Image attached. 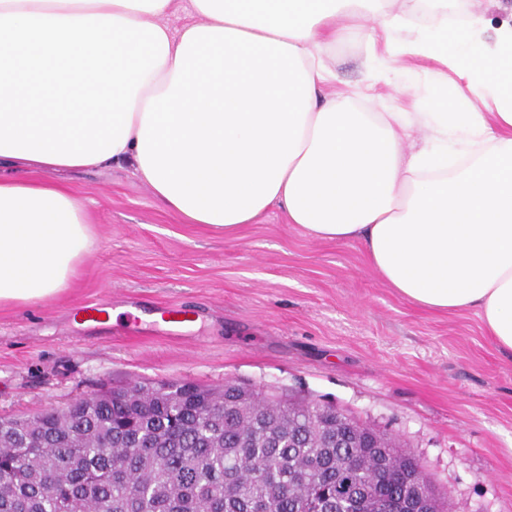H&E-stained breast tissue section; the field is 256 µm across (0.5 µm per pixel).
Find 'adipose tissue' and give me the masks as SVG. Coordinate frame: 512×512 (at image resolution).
<instances>
[{
  "mask_svg": "<svg viewBox=\"0 0 512 512\" xmlns=\"http://www.w3.org/2000/svg\"><path fill=\"white\" fill-rule=\"evenodd\" d=\"M0 0V303L67 288L92 242L63 170L126 163L168 210L233 232L270 208L361 242L424 309L475 311L512 354V24L448 22V0ZM367 42L455 70L432 111L363 112L329 52ZM492 104L498 119L471 108Z\"/></svg>",
  "mask_w": 512,
  "mask_h": 512,
  "instance_id": "ef3b65f1",
  "label": "adipose tissue"
}]
</instances>
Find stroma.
Instances as JSON below:
<instances>
[{"label": "stroma", "instance_id": "35a3bbf8", "mask_svg": "<svg viewBox=\"0 0 512 512\" xmlns=\"http://www.w3.org/2000/svg\"><path fill=\"white\" fill-rule=\"evenodd\" d=\"M368 52L330 64L364 97ZM419 63L376 88L383 109L428 95ZM94 242L68 288L0 305V418L57 410L134 382L227 381L343 408L404 443L452 512H512V357L479 317L421 309L359 243L313 239L269 209L234 235L166 210L129 166L54 174ZM111 300L112 322L86 313Z\"/></svg>", "mask_w": 512, "mask_h": 512}]
</instances>
